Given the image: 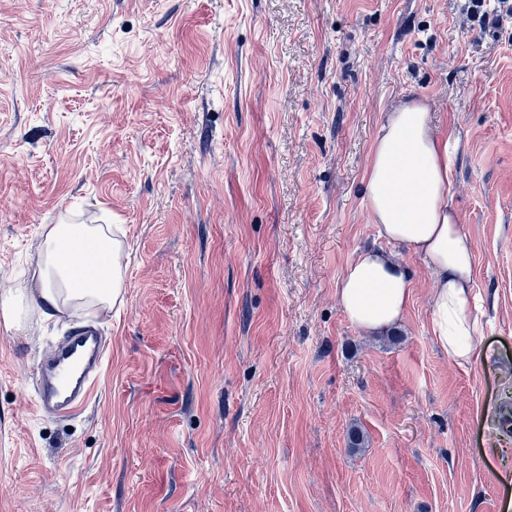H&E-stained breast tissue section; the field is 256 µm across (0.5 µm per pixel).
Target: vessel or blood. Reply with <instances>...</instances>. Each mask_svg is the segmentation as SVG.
I'll return each mask as SVG.
<instances>
[{"instance_id": "vessel-or-blood-1", "label": "vessel or blood", "mask_w": 512, "mask_h": 512, "mask_svg": "<svg viewBox=\"0 0 512 512\" xmlns=\"http://www.w3.org/2000/svg\"><path fill=\"white\" fill-rule=\"evenodd\" d=\"M106 348L97 329L79 328L58 342L35 372L38 414L72 417L80 413L101 378Z\"/></svg>"}]
</instances>
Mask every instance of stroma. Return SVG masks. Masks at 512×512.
<instances>
[{
	"mask_svg": "<svg viewBox=\"0 0 512 512\" xmlns=\"http://www.w3.org/2000/svg\"><path fill=\"white\" fill-rule=\"evenodd\" d=\"M468 0H0V299L46 224H108L122 301L0 325V512H512V22ZM457 142L483 355L431 333L435 283L366 333L341 310L382 241L362 201L388 112ZM109 342L73 419L38 358ZM364 435L348 446L351 429Z\"/></svg>",
	"mask_w": 512,
	"mask_h": 512,
	"instance_id": "35a3bbf8",
	"label": "stroma"
}]
</instances>
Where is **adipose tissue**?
Masks as SVG:
<instances>
[{"label": "adipose tissue", "instance_id": "adipose-tissue-1", "mask_svg": "<svg viewBox=\"0 0 512 512\" xmlns=\"http://www.w3.org/2000/svg\"><path fill=\"white\" fill-rule=\"evenodd\" d=\"M455 149L434 130L427 105L412 99L387 114L371 148L364 204L378 235L423 258L435 277L431 331L456 363L479 358L485 326L473 312L474 252L450 196ZM39 259L37 305L44 316L71 305L120 301L123 242L108 224H47ZM410 272L381 249L359 253L342 273L339 304L365 331L399 322L410 299Z\"/></svg>", "mask_w": 512, "mask_h": 512}]
</instances>
